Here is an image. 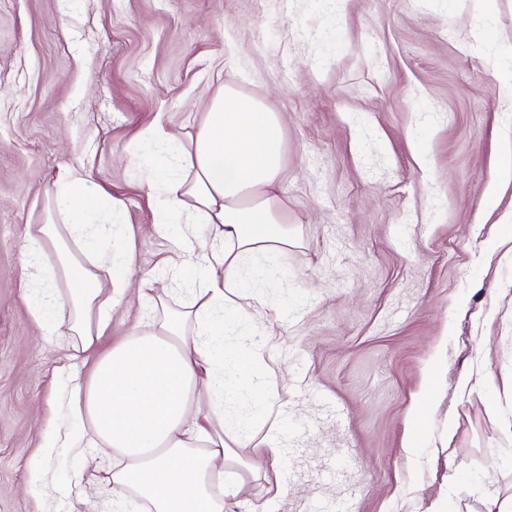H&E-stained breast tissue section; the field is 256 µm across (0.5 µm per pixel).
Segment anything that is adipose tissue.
Here are the masks:
<instances>
[{"instance_id":"ef3b65f1","label":"adipose tissue","mask_w":512,"mask_h":512,"mask_svg":"<svg viewBox=\"0 0 512 512\" xmlns=\"http://www.w3.org/2000/svg\"><path fill=\"white\" fill-rule=\"evenodd\" d=\"M285 124L281 113L228 81L207 104L190 141L158 122L143 131L147 150L140 161L160 187L154 227L182 228L162 278L134 280V230L112 229L122 203L100 194L83 172L67 171L54 186L65 228L38 224L27 230L22 288L31 317L44 335L66 321L80 338L66 367L73 378L69 426L47 434L43 454L96 441L118 450L126 464L102 489L113 507L136 497L143 512H224L210 485L212 469L225 459L226 406L233 397L254 396L267 379L261 349L246 346L235 331L262 305L254 281L264 271L248 263L288 250L277 193ZM70 239L94 254L92 265L67 252ZM50 251L59 258L66 293L44 285ZM168 278L192 287L181 314H163L99 352L124 297L161 304ZM88 362V380H77L78 367ZM227 369L240 375L235 393L195 403L199 390L210 389L215 375Z\"/></svg>"}]
</instances>
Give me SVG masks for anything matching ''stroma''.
<instances>
[{
	"mask_svg": "<svg viewBox=\"0 0 512 512\" xmlns=\"http://www.w3.org/2000/svg\"><path fill=\"white\" fill-rule=\"evenodd\" d=\"M229 78L286 118L289 238L249 327L286 429L225 461L231 512L511 498L512 0H0V512H111L73 473L118 462L40 452L76 338L32 322L28 225L58 223L53 184L83 171L143 230L135 278L159 277L139 133L190 139ZM153 317L129 298L102 349Z\"/></svg>",
	"mask_w": 512,
	"mask_h": 512,
	"instance_id": "obj_1",
	"label": "stroma"
}]
</instances>
